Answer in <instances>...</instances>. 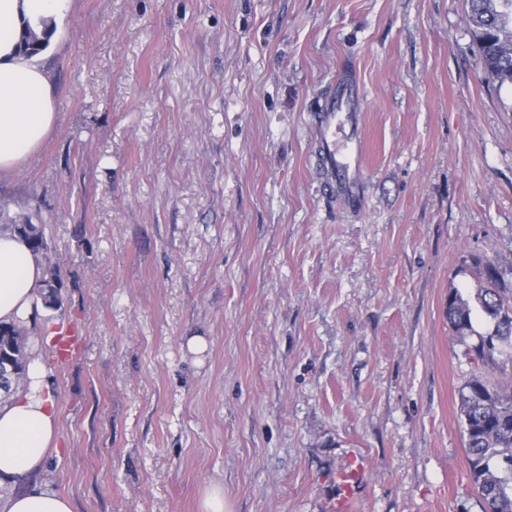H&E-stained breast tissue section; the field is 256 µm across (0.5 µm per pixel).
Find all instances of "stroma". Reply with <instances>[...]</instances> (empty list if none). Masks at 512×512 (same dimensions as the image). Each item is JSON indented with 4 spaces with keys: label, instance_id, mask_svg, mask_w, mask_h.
<instances>
[{
    "label": "stroma",
    "instance_id": "1",
    "mask_svg": "<svg viewBox=\"0 0 512 512\" xmlns=\"http://www.w3.org/2000/svg\"><path fill=\"white\" fill-rule=\"evenodd\" d=\"M467 0H72L43 56L55 127L0 175L67 273L40 311L74 512H482L459 392L475 301L512 289V88ZM359 88L360 199L326 195L316 114ZM203 337L191 352L189 337ZM472 309L467 301L459 294L455 293L448 297V321L454 330L460 335H465V331L471 330Z\"/></svg>",
    "mask_w": 512,
    "mask_h": 512
}]
</instances>
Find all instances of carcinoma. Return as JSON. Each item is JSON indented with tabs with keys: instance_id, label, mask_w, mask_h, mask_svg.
Listing matches in <instances>:
<instances>
[{
	"instance_id": "1",
	"label": "carcinoma",
	"mask_w": 512,
	"mask_h": 512,
	"mask_svg": "<svg viewBox=\"0 0 512 512\" xmlns=\"http://www.w3.org/2000/svg\"><path fill=\"white\" fill-rule=\"evenodd\" d=\"M469 24L484 73L500 86H512V0H469ZM47 33L26 29L20 50L37 54L46 45ZM47 225L31 218L15 220L0 211V233L25 239L44 277L34 306L52 308L54 294L45 290L53 280L66 275L54 260V246ZM501 273L487 269L489 286L478 289L477 302L493 321L491 332L479 336L473 347L477 360L492 363L504 356L512 361V301L499 287ZM472 309L455 293L448 297V321L460 335L472 328ZM30 329L19 323H0V351L12 352L21 365L24 379L30 359ZM459 411L466 435L468 476L483 500V512H512V385L491 387L480 376L470 379L460 392Z\"/></svg>"
}]
</instances>
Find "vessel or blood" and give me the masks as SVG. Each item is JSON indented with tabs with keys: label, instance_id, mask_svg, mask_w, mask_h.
Returning <instances> with one entry per match:
<instances>
[{
	"label": "vessel or blood",
	"instance_id": "1",
	"mask_svg": "<svg viewBox=\"0 0 512 512\" xmlns=\"http://www.w3.org/2000/svg\"><path fill=\"white\" fill-rule=\"evenodd\" d=\"M354 106L348 77L338 75L320 114L319 167L326 194L343 201L354 199L363 164L361 139L356 131H349L344 140L336 138V130L343 124V111Z\"/></svg>",
	"mask_w": 512,
	"mask_h": 512
}]
</instances>
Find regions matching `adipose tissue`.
<instances>
[{
  "instance_id": "1",
  "label": "adipose tissue",
  "mask_w": 512,
  "mask_h": 512,
  "mask_svg": "<svg viewBox=\"0 0 512 512\" xmlns=\"http://www.w3.org/2000/svg\"><path fill=\"white\" fill-rule=\"evenodd\" d=\"M71 0H0V174L20 168L48 139L56 123L55 99L38 57L19 50L25 29L60 23ZM42 273L27 245L0 235V320L25 322ZM39 338L23 388L0 402V512H73L69 498L35 483L57 435L58 415Z\"/></svg>"
}]
</instances>
